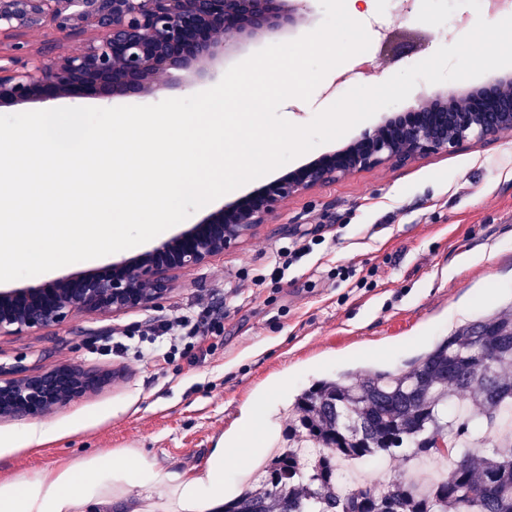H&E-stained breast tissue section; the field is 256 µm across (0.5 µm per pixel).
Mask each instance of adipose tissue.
Segmentation results:
<instances>
[{
    "mask_svg": "<svg viewBox=\"0 0 512 512\" xmlns=\"http://www.w3.org/2000/svg\"><path fill=\"white\" fill-rule=\"evenodd\" d=\"M168 485L165 500L123 501L124 486ZM224 452L216 450L203 472L185 476L142 462L128 465L104 453L74 465L0 481V512H223Z\"/></svg>",
    "mask_w": 512,
    "mask_h": 512,
    "instance_id": "ef3b65f1",
    "label": "adipose tissue"
}]
</instances>
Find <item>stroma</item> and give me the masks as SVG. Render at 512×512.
Masks as SVG:
<instances>
[{"instance_id": "obj_1", "label": "stroma", "mask_w": 512, "mask_h": 512, "mask_svg": "<svg viewBox=\"0 0 512 512\" xmlns=\"http://www.w3.org/2000/svg\"><path fill=\"white\" fill-rule=\"evenodd\" d=\"M421 0H372L362 22L368 51L331 70L310 100L281 108L292 123H308L350 90L377 85L453 44L460 24L477 14L459 7L440 27L418 22ZM323 20L309 0L293 27L261 31L224 44L221 55L173 72L164 86L112 99V106L150 105L213 87V74L268 45L296 39ZM72 42L46 21L0 37V56L62 54ZM255 179L194 212L184 223L139 245L151 253L211 212L260 188ZM316 239L312 252L284 278L269 261L281 243ZM121 251L0 284L37 287L107 269L129 258ZM262 285H254L257 276ZM220 308L211 355L195 363L176 355L152 364L109 352L113 329L137 332L145 320L192 307ZM512 306V134L468 141L448 153L363 170L295 195L272 221L256 225L201 265L173 272L156 306L118 313L75 312L42 330L0 335V365L38 373L63 363L108 374L97 392L38 417L52 439L19 446L21 418L0 417V480L77 463L103 452L146 460L190 474L205 468L213 448L241 445L249 408L264 404L270 441L252 439L267 459L288 429V403L321 376L380 365L403 369L426 346L465 323Z\"/></svg>"}]
</instances>
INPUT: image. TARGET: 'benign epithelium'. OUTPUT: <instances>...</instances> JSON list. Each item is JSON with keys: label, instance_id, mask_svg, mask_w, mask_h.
Here are the masks:
<instances>
[{"label": "benign epithelium", "instance_id": "benign-epithelium-1", "mask_svg": "<svg viewBox=\"0 0 512 512\" xmlns=\"http://www.w3.org/2000/svg\"><path fill=\"white\" fill-rule=\"evenodd\" d=\"M37 13L55 31L77 35L62 15L61 0H34ZM88 15L102 35L74 54L47 55L38 63L12 60L15 73L0 74V98L45 100L68 87L77 98L110 100L142 92L146 75L166 81L171 71L212 56L216 35L239 40L259 30L292 25L302 0H88ZM19 9L0 0V31L13 28ZM429 97L407 112L386 116L363 129L352 147L325 155L246 196L244 203L224 207L215 225L205 222L180 236L175 254L168 243L156 248L148 262L112 264L102 275L71 283L66 289L45 283L33 289L0 293V334L44 329L73 312H118L146 309L168 290L171 272L198 266L224 252L255 224L276 217L291 197L315 186L386 163L405 162L435 152H448L467 141L512 133V82L493 80L475 88L451 108ZM101 373L64 365L40 374L0 369V415L36 417L66 407L104 383Z\"/></svg>", "mask_w": 512, "mask_h": 512}]
</instances>
